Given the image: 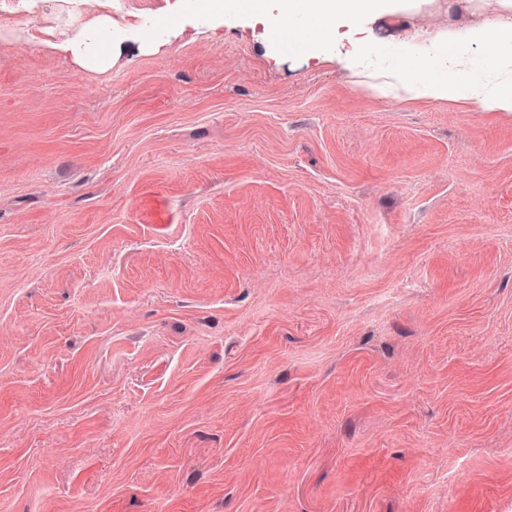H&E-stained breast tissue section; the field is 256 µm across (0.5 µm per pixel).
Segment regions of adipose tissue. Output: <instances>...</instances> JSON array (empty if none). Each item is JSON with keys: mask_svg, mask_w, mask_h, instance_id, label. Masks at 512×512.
Returning <instances> with one entry per match:
<instances>
[{"mask_svg": "<svg viewBox=\"0 0 512 512\" xmlns=\"http://www.w3.org/2000/svg\"><path fill=\"white\" fill-rule=\"evenodd\" d=\"M396 0H279L278 9H270L268 0H247L248 13L265 24L280 23L290 37L297 39L303 51L314 49L319 40L333 37L336 20L346 16L360 18L372 12L394 10ZM498 17L491 26L473 29L470 38L486 42L485 59L465 58L458 62V75L448 73V54L437 49L416 48L406 53L405 65L392 78L410 99H433L473 105L488 112H512V83L480 88L485 68L512 66V0H495ZM48 49L71 56L88 70H104L112 64V21L100 18L94 25L48 42Z\"/></svg>", "mask_w": 512, "mask_h": 512, "instance_id": "adipose-tissue-1", "label": "adipose tissue"}]
</instances>
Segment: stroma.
Returning <instances> with one entry per match:
<instances>
[{"instance_id": "stroma-1", "label": "stroma", "mask_w": 512, "mask_h": 512, "mask_svg": "<svg viewBox=\"0 0 512 512\" xmlns=\"http://www.w3.org/2000/svg\"><path fill=\"white\" fill-rule=\"evenodd\" d=\"M204 2L0 0V512H512V112L360 86L494 6ZM395 2L399 0H279L278 12L274 14L267 0H251L246 4L241 2L237 11L246 7L248 13L262 19L269 29L273 21L280 23L307 53L320 39L335 35L339 16L357 19L372 12L393 11ZM297 18H303L304 23L296 28ZM92 43L97 47L92 48ZM48 49L70 55L87 70H104L112 65V20L101 17L94 25L46 43Z\"/></svg>"}]
</instances>
